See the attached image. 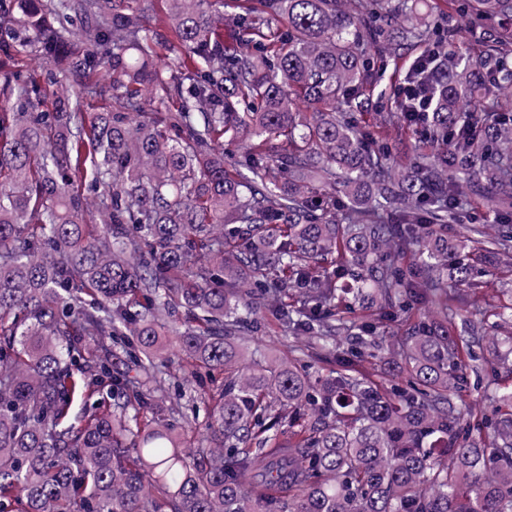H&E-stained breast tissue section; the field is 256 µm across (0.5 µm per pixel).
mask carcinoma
<instances>
[{
  "instance_id": "carcinoma-1",
  "label": "carcinoma",
  "mask_w": 512,
  "mask_h": 512,
  "mask_svg": "<svg viewBox=\"0 0 512 512\" xmlns=\"http://www.w3.org/2000/svg\"><path fill=\"white\" fill-rule=\"evenodd\" d=\"M142 2L0 0V512H512V384L490 414L458 403L474 348L512 351V307L506 339L488 335L467 259L512 252V0H448L443 24L410 0H244L237 48L224 0H165L176 68ZM460 19L485 36L477 59ZM417 45L430 110L360 131L351 111ZM27 53L67 82L7 68ZM404 126L425 144L398 160L387 130ZM226 142L247 147L235 175ZM471 196L496 228L450 241ZM265 298L331 374L294 345L249 356ZM394 319L408 388L366 367ZM168 335L179 372L224 373L194 450L176 422L141 423L167 402Z\"/></svg>"
}]
</instances>
